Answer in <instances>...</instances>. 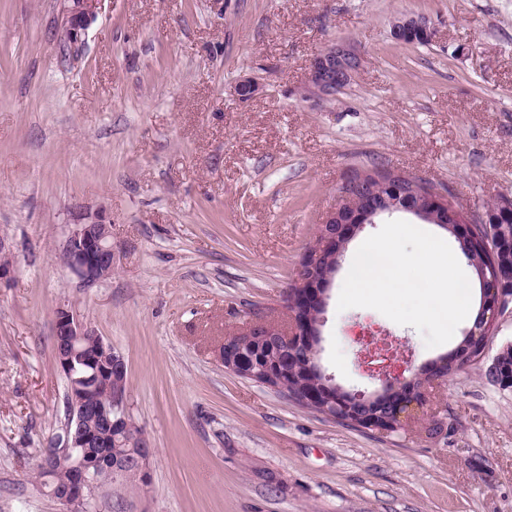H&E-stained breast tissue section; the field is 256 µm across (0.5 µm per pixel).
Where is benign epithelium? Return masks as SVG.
Segmentation results:
<instances>
[{"label": "benign epithelium", "mask_w": 512, "mask_h": 512, "mask_svg": "<svg viewBox=\"0 0 512 512\" xmlns=\"http://www.w3.org/2000/svg\"><path fill=\"white\" fill-rule=\"evenodd\" d=\"M62 19L61 40L71 45L81 41L82 35L96 18L99 0H60ZM393 35L402 40L406 36L429 39L431 32L419 18L401 17L393 24ZM359 67V60L341 45H332L319 54L310 66V79L314 92L331 96L347 85ZM380 188L362 195L364 177L346 179L338 188L342 205L320 225L315 245L303 260L296 285L290 291L286 309L290 328L283 331L261 319L251 320L246 327L225 338L218 350L224 368L264 384L274 390L283 389L282 375L288 362L297 354H307L310 364H315L313 335L318 324L312 320L315 311L327 303L328 280L316 274L322 262L336 258V246L349 242L363 225L394 212H408L419 219L427 218L453 230L461 240H471L478 234L477 225L493 223L490 233L508 246L512 243V197L504 196L488 206L478 216L468 217L454 205L448 194L431 184L418 190L402 174L376 176ZM63 260L66 266L86 283H96L112 276V220L103 212L78 213L73 222ZM481 294L479 319L465 334L471 341L484 344L495 327L498 317L512 305V267L506 274H480ZM90 335V329L66 307L56 311L55 354L57 364L67 380L73 379L76 365L102 364L101 378L115 384L112 398L101 405L88 396H77L68 391L67 421L62 445L48 448L41 457L37 470L47 479L58 466L71 472V482L64 488H53L52 496L65 512H93L96 501L95 473L100 468L112 471L114 480L124 479L131 468L148 476L152 454L149 442L142 431L125 414L127 365L112 346L98 339V353L88 354L80 347ZM373 373L381 388H390L395 396L388 401L389 415H362L356 424L363 428L389 431L402 429L415 418L426 404L429 390L446 381L434 375L420 393L408 391L410 366L394 371L395 357L378 352L372 358ZM512 361V345L503 346L487 365L485 375L492 380H502L503 364ZM97 419L98 426L87 428L89 416Z\"/></svg>", "instance_id": "benign-epithelium-1"}]
</instances>
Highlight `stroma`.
I'll return each instance as SVG.
<instances>
[{
	"label": "stroma",
	"instance_id": "obj_1",
	"mask_svg": "<svg viewBox=\"0 0 512 512\" xmlns=\"http://www.w3.org/2000/svg\"><path fill=\"white\" fill-rule=\"evenodd\" d=\"M60 0H0V512H62L36 480L66 423L55 320L68 307L127 364L149 484L103 486L100 512H512V387L483 365L381 433L224 368L251 314L287 327L286 296L346 178L423 179L475 214L512 196V0H100L82 44ZM422 16L430 39L393 38ZM360 62L331 97L318 54ZM259 85L251 99L237 86ZM112 221L111 278L61 259L78 211ZM328 292L319 362L373 392L360 327L412 366L451 352Z\"/></svg>",
	"mask_w": 512,
	"mask_h": 512
}]
</instances>
